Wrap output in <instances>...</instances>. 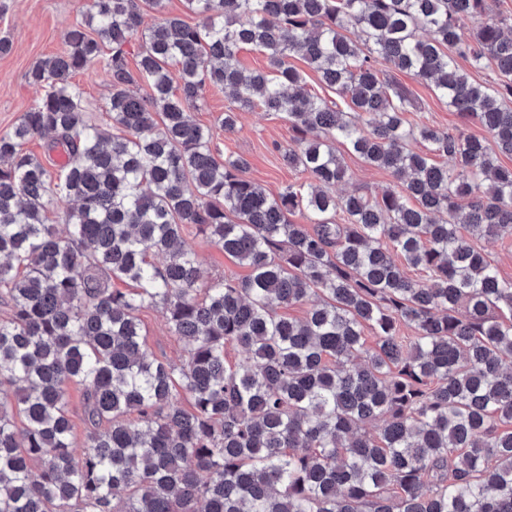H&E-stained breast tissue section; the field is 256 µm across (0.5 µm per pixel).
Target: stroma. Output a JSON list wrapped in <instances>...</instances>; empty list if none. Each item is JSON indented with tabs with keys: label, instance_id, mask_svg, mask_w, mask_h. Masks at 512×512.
<instances>
[{
	"label": "stroma",
	"instance_id": "1",
	"mask_svg": "<svg viewBox=\"0 0 512 512\" xmlns=\"http://www.w3.org/2000/svg\"><path fill=\"white\" fill-rule=\"evenodd\" d=\"M86 2L0 0V37L8 38L12 44L10 53L0 55V131L10 129L40 96V87L30 81L28 73L35 62L64 51L66 34L80 21ZM401 82L412 90L419 103L418 111L408 115L411 122L484 136V129L449 111L428 86L407 76ZM290 137L285 119L254 109L240 112L235 132L217 134L216 141L223 154L243 156L249 163V177L275 194L305 179L304 174L283 166L279 160L278 149L288 145ZM344 161L350 174L344 191L374 195L397 184L389 171L370 167L358 156L345 155ZM186 243L197 254L204 277L246 275V268L224 256L205 236L191 233ZM141 320L145 347L151 356L174 362L185 358L186 350L171 336L162 310H144Z\"/></svg>",
	"mask_w": 512,
	"mask_h": 512
}]
</instances>
